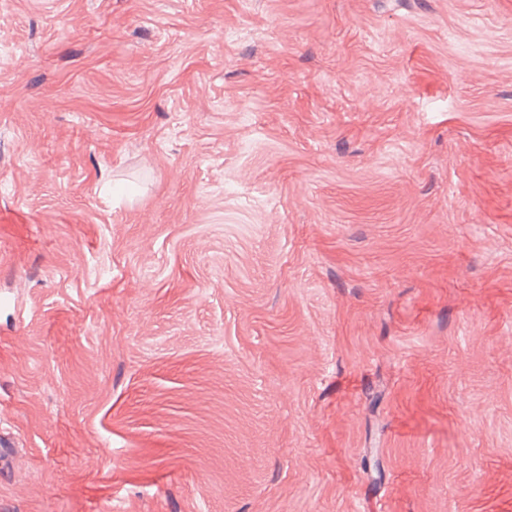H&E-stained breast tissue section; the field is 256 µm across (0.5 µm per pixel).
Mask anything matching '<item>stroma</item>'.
<instances>
[{
  "mask_svg": "<svg viewBox=\"0 0 512 512\" xmlns=\"http://www.w3.org/2000/svg\"><path fill=\"white\" fill-rule=\"evenodd\" d=\"M0 512H512V0H0Z\"/></svg>",
  "mask_w": 512,
  "mask_h": 512,
  "instance_id": "35a3bbf8",
  "label": "stroma"
}]
</instances>
